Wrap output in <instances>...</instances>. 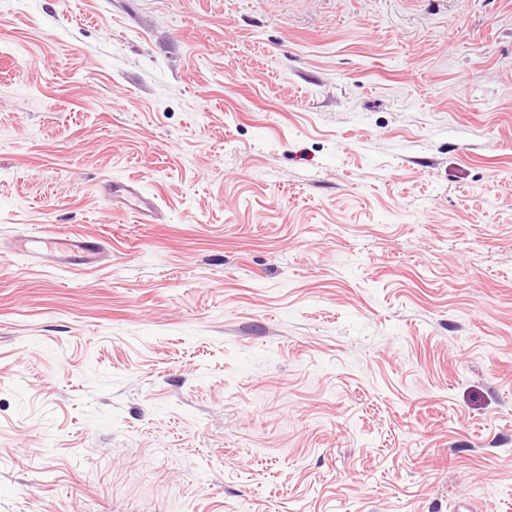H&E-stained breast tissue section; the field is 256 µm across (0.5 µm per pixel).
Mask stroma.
I'll return each instance as SVG.
<instances>
[{"mask_svg": "<svg viewBox=\"0 0 512 512\" xmlns=\"http://www.w3.org/2000/svg\"><path fill=\"white\" fill-rule=\"evenodd\" d=\"M463 499L512 512V0H0V512ZM24 254L41 259L47 265L69 268L67 263L91 266L98 262L101 248L81 238H53L44 234L31 235L20 245ZM77 262H71V260Z\"/></svg>", "mask_w": 512, "mask_h": 512, "instance_id": "35a3bbf8", "label": "stroma"}]
</instances>
